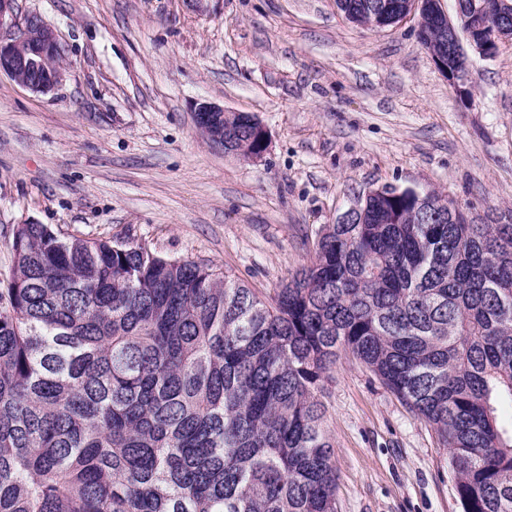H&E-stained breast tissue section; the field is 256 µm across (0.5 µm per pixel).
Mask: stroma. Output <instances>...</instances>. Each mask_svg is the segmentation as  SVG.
<instances>
[{
    "label": "stroma",
    "mask_w": 512,
    "mask_h": 512,
    "mask_svg": "<svg viewBox=\"0 0 512 512\" xmlns=\"http://www.w3.org/2000/svg\"><path fill=\"white\" fill-rule=\"evenodd\" d=\"M56 28L62 81L0 73V281L16 225L144 243L271 296L356 198L435 191L512 224V44L473 57L465 90L416 18L350 23L335 0H18ZM255 115L260 161L210 144L194 107ZM337 512H462L446 449L342 355L322 383Z\"/></svg>",
    "instance_id": "1"
}]
</instances>
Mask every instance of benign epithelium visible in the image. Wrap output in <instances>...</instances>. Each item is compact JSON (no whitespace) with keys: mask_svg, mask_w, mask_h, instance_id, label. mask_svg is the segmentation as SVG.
I'll use <instances>...</instances> for the list:
<instances>
[{"mask_svg":"<svg viewBox=\"0 0 512 512\" xmlns=\"http://www.w3.org/2000/svg\"><path fill=\"white\" fill-rule=\"evenodd\" d=\"M338 9L349 21L380 30L416 17L421 45L455 84L467 80L468 52L491 57L501 44L512 42V0H455L452 17L439 0H339ZM62 56L57 32L50 24L36 15L20 21L15 0H0V72L32 92L47 93L62 80ZM194 112L198 128L209 141L224 145L226 109L202 102ZM251 124L261 149L233 154L258 160L267 149V131L255 117Z\"/></svg>","mask_w":512,"mask_h":512,"instance_id":"benign-epithelium-1","label":"benign epithelium"}]
</instances>
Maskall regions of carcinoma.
I'll return each mask as SVG.
<instances>
[{"label": "carcinoma", "instance_id": "cac0c4a2", "mask_svg": "<svg viewBox=\"0 0 512 512\" xmlns=\"http://www.w3.org/2000/svg\"><path fill=\"white\" fill-rule=\"evenodd\" d=\"M240 112L232 148L259 147ZM404 192L267 300L214 265L19 224L0 288V512H336L343 353L428 422L463 512H512V224Z\"/></svg>", "mask_w": 512, "mask_h": 512}]
</instances>
